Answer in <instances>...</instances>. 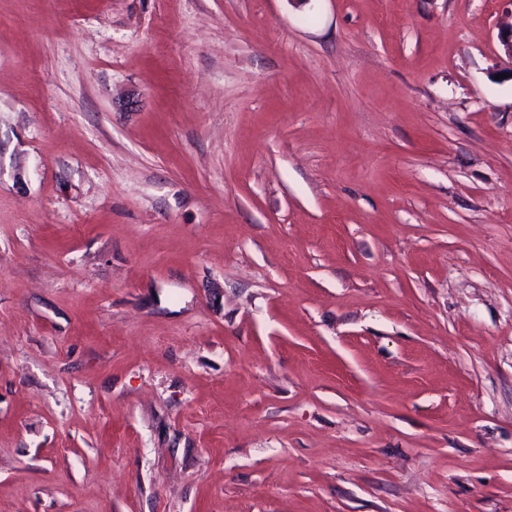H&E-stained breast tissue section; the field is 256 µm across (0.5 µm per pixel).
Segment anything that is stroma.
Listing matches in <instances>:
<instances>
[{
	"instance_id": "obj_1",
	"label": "stroma",
	"mask_w": 512,
	"mask_h": 512,
	"mask_svg": "<svg viewBox=\"0 0 512 512\" xmlns=\"http://www.w3.org/2000/svg\"><path fill=\"white\" fill-rule=\"evenodd\" d=\"M512 0H0V512H512Z\"/></svg>"
}]
</instances>
